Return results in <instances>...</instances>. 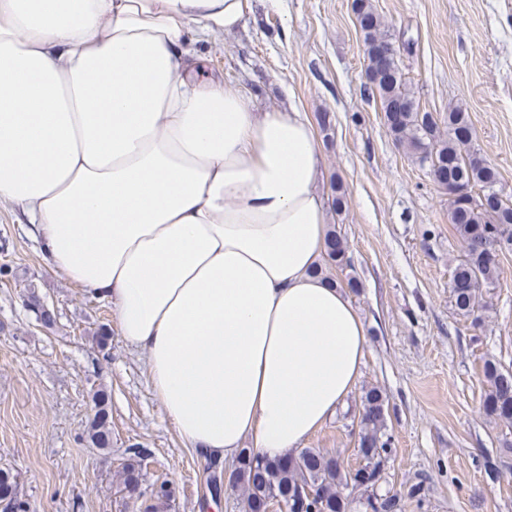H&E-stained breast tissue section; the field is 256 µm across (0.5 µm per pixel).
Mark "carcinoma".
Here are the masks:
<instances>
[{"label":"carcinoma","instance_id":"cac0c4a2","mask_svg":"<svg viewBox=\"0 0 512 512\" xmlns=\"http://www.w3.org/2000/svg\"><path fill=\"white\" fill-rule=\"evenodd\" d=\"M353 9L365 46V91L379 102L393 142L448 193V222L465 249L464 259L453 270L449 288L456 310L463 316H473L480 307L482 289L499 279V252L512 250V199L497 189L498 177L493 167L467 160L472 141L468 114L453 107L441 123L433 113L422 111L399 61L390 56L387 62H380V49L391 45V40L371 0H354ZM324 261L341 270L350 266L347 242L335 231L328 233ZM26 307L42 321V326L55 324L56 316L40 309L35 292L28 293ZM483 372L487 382L481 397L483 413L496 423L512 427V372L502 370L490 359L485 361ZM388 405L379 390L364 392L358 415L360 464L355 469L345 468L338 458L315 448L274 460L244 448L229 471L217 461L206 463L208 492L217 498L228 484L241 488L242 512H258L257 504L267 498L279 499L283 512H354L355 503L361 512H401V496L378 492L391 452ZM92 411L86 429L88 441L95 448L112 447L110 395L106 391L93 394ZM129 453L130 458L122 467L121 483L125 490L136 493L142 482V464L150 450L134 447ZM173 498L169 482L155 483L143 512H164ZM0 512H29L19 476L7 469H0Z\"/></svg>","mask_w":512,"mask_h":512}]
</instances>
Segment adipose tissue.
<instances>
[{"instance_id": "obj_1", "label": "adipose tissue", "mask_w": 512, "mask_h": 512, "mask_svg": "<svg viewBox=\"0 0 512 512\" xmlns=\"http://www.w3.org/2000/svg\"><path fill=\"white\" fill-rule=\"evenodd\" d=\"M254 0H0V202L114 307L186 445L299 453L353 390L365 324L315 270L320 143L190 48Z\"/></svg>"}]
</instances>
